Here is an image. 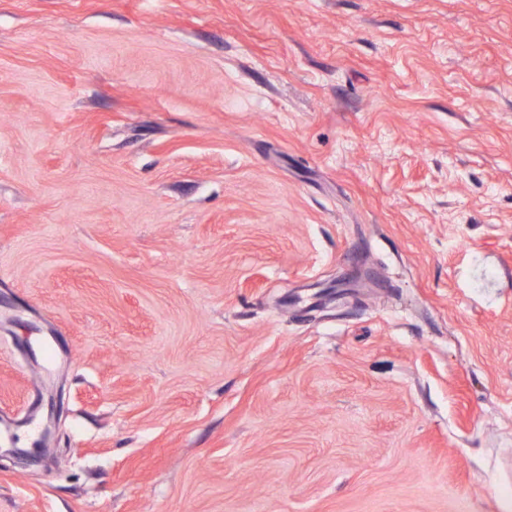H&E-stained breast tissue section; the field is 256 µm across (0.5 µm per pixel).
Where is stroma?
Here are the masks:
<instances>
[{
    "label": "stroma",
    "instance_id": "1",
    "mask_svg": "<svg viewBox=\"0 0 512 512\" xmlns=\"http://www.w3.org/2000/svg\"><path fill=\"white\" fill-rule=\"evenodd\" d=\"M0 512H512V0H0Z\"/></svg>",
    "mask_w": 512,
    "mask_h": 512
}]
</instances>
